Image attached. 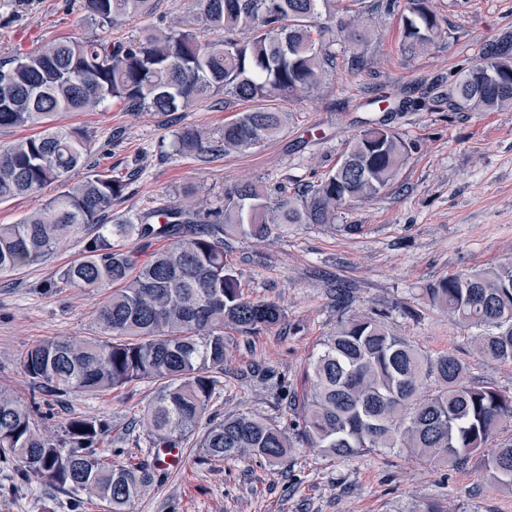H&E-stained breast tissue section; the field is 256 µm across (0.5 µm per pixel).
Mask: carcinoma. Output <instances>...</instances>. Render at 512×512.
<instances>
[{"instance_id": "carcinoma-1", "label": "carcinoma", "mask_w": 512, "mask_h": 512, "mask_svg": "<svg viewBox=\"0 0 512 512\" xmlns=\"http://www.w3.org/2000/svg\"><path fill=\"white\" fill-rule=\"evenodd\" d=\"M154 0H84L86 21L114 26L149 15ZM430 0H404L401 53L426 51L446 34ZM202 19L224 38L202 42L192 29L148 26L140 36L109 42L58 38L0 61V128L40 131L0 146V202L65 189L17 224H0V275L48 257L65 238L90 232L84 256L62 273L68 286L112 288L98 308V338H49L24 355L33 386L27 402L0 390V463L23 478L47 480L64 492L105 502L108 512H131L158 478L146 464L112 460L100 448L108 423L73 417L48 433L53 403L71 393L97 394L132 382L158 385L142 413L151 448H180L200 424L197 441L209 461L246 456L280 463L302 442L326 455L352 457L379 448L414 453L462 467L476 456L489 475L512 490V393L474 379L452 351L434 357L378 317L341 320L310 363L312 389L301 421L282 424L249 413L210 412L224 377V329L251 334L277 324L274 302L243 297L224 260V236L263 239L290 224H334L344 205L362 203L394 183L409 155L393 130L368 123L349 142L336 168L299 195H273L261 186L233 184L210 207L185 201L149 218L108 224L112 202L126 182L105 172L69 183L86 164L88 143L77 128L55 124L65 112H84L109 99L133 110L185 111L222 92L257 106L224 123L215 138L200 126L176 133L175 149L211 157L246 153L281 131L279 102L316 93L336 68V42L350 50L352 70L365 66L369 30L365 0H201ZM246 33L243 39L233 35ZM512 39L488 46L448 91L458 112L512 107ZM168 239L142 260L120 242ZM429 305L461 326L476 327L475 353L512 363V262L451 274L425 289ZM493 448L489 454L487 448Z\"/></svg>"}]
</instances>
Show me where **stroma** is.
I'll return each mask as SVG.
<instances>
[{"mask_svg": "<svg viewBox=\"0 0 512 512\" xmlns=\"http://www.w3.org/2000/svg\"><path fill=\"white\" fill-rule=\"evenodd\" d=\"M432 4L448 21L443 40L407 58L400 52V14L368 15V70L355 75L339 64L317 94L284 103L287 126L245 154L207 160L174 149L183 126L216 135L252 109V102L232 97L169 113L131 112L111 99L61 117L62 125L82 129L89 145L86 167L71 180L93 171L131 175L112 205L116 222L179 203L188 193L215 204L225 186L238 182L292 192L317 183L368 120H384L409 143L393 186L339 210L335 225L296 224L262 241L226 236V262L245 298L277 302L283 316L255 334L227 330L224 382L213 412L300 420L299 402L310 389L308 363L337 321L358 312L384 315L426 354L453 351L473 377L512 393V364L478 358L470 331L431 309L423 293L448 275L512 261V109L453 112L443 102L454 75L512 33V0ZM83 15L82 0H0V60L65 36L124 41L152 24L189 23L201 39L217 37L200 20L199 0H155L151 15L128 16L112 27L90 25ZM376 97L415 106L386 113L373 105ZM85 239L74 234L42 262L0 276V389L21 400L31 393L21 360L33 344L99 333L96 312L107 289L59 280L82 257ZM154 393V385L142 382L97 395L74 393L55 405L53 420L42 427L58 431L73 416L106 420L102 445L114 460L149 464L153 455L140 415ZM183 454L182 467L162 471L133 512H421L427 502L444 512H512V492L486 475L478 457L457 468L397 450L330 458L300 446L281 464L254 457L215 463L191 441ZM72 500L43 479L24 480L0 465V512H105L91 499L74 510Z\"/></svg>", "mask_w": 512, "mask_h": 512, "instance_id": "obj_1", "label": "stroma"}]
</instances>
